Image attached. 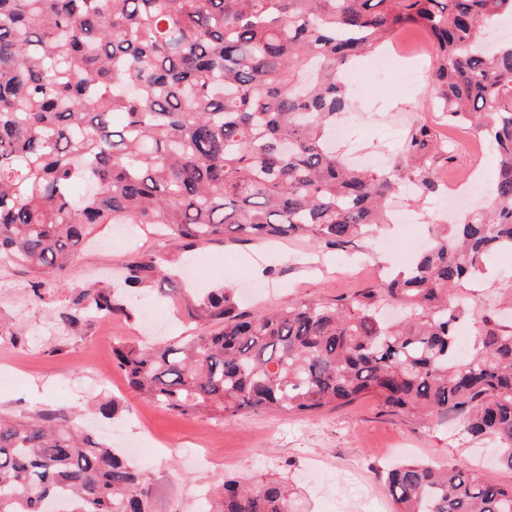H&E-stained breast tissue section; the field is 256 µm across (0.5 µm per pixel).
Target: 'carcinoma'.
Listing matches in <instances>:
<instances>
[{"mask_svg": "<svg viewBox=\"0 0 512 512\" xmlns=\"http://www.w3.org/2000/svg\"><path fill=\"white\" fill-rule=\"evenodd\" d=\"M512 0H0V265L58 277L100 224L168 232L185 248L233 234L307 237L344 252L388 223L405 182L436 192L430 167L354 168L329 146L348 107L349 62L420 25L436 48L435 103L448 125L500 158L484 205L434 225L406 269L332 301L241 309L236 288L188 297L158 256L126 266L156 282L191 323L218 329L161 343L118 342L130 388L181 415L246 410L310 416L369 395L390 413L459 419L498 443L512 471V323L476 315L458 289L512 251V42L481 27ZM401 153L451 160L427 125ZM83 193L74 195V187ZM108 288L72 295L60 318L135 315ZM403 308L397 323L381 309ZM477 324L460 352L458 328ZM393 512H512V486L455 467L382 473ZM151 512L143 473L61 414L0 415V512ZM288 487L219 480L200 512H289Z\"/></svg>", "mask_w": 512, "mask_h": 512, "instance_id": "carcinoma-1", "label": "carcinoma"}]
</instances>
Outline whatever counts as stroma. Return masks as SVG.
Listing matches in <instances>:
<instances>
[{
	"instance_id": "stroma-1",
	"label": "stroma",
	"mask_w": 512,
	"mask_h": 512,
	"mask_svg": "<svg viewBox=\"0 0 512 512\" xmlns=\"http://www.w3.org/2000/svg\"><path fill=\"white\" fill-rule=\"evenodd\" d=\"M374 61L368 55L354 66L362 88L345 114L348 135L337 151L352 158L360 148L382 150L394 167L402 158L392 128L406 132L425 124L456 141L455 158L446 171L478 167L470 201L485 200L499 159L491 151L475 158L459 143V131L443 126L433 102V57L423 59L415 83L401 79L407 62H396L394 72L383 76ZM446 199L442 189L420 203L412 193L399 192L393 207L408 214L410 223L382 225L356 240L343 258L305 239L244 242L228 236L200 244L188 255L168 237L131 226L118 238L111 228H100V244L80 250L61 275L62 287L46 289L41 301L30 295L32 275L26 268L0 267V312L10 318L0 327V413L35 417L61 410L94 428L120 454L140 445L134 462L149 484L151 512H198L200 495L225 476L288 480L295 490V512H392L380 475L401 460L449 465L512 486V471L496 464L493 444L472 441L459 421L392 415L371 397L309 419L258 410L220 422L179 415L133 394L112 360L113 341L135 340L146 331L183 336L189 329L177 320L172 301L159 287L143 291L136 300L138 312L156 317L146 329L117 318L71 325L59 318L71 290L94 282L108 287L114 270L147 255L162 257L179 275L190 261L205 267L194 284L198 291L227 276L250 311H266L290 299H332L372 285L373 269L407 264L415 246L429 239L435 222H450ZM461 295L478 311L505 307L512 299V253L493 255L485 273ZM106 401L114 402L115 418L93 414V407Z\"/></svg>"
}]
</instances>
